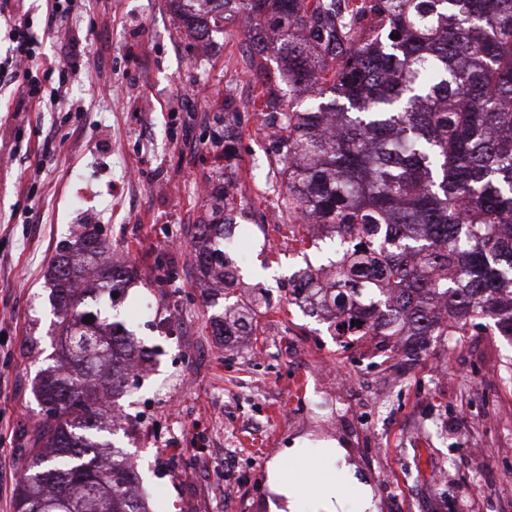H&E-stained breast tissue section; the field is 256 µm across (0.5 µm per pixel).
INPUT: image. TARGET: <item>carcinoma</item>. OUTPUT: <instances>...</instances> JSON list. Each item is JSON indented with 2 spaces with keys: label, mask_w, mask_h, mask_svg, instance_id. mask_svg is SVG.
I'll list each match as a JSON object with an SVG mask.
<instances>
[{
  "label": "carcinoma",
  "mask_w": 512,
  "mask_h": 512,
  "mask_svg": "<svg viewBox=\"0 0 512 512\" xmlns=\"http://www.w3.org/2000/svg\"><path fill=\"white\" fill-rule=\"evenodd\" d=\"M184 28L207 37L238 9L254 72L252 106L278 134L282 199L298 224L313 218L334 258L329 276L293 278L289 303L309 305L338 336L407 337L418 358L432 336L494 322L512 339V0H359L380 31L359 33L341 0H170ZM275 57L277 76L267 69ZM315 97L280 109V84ZM233 223L196 225L192 258L209 288L238 272L225 249ZM102 232L86 224L53 258L51 295L66 365L46 372L15 512H149L122 450L104 439L94 388L115 391L142 360L122 322L94 310V271L116 294L131 271L106 263ZM93 320L87 322L85 317ZM70 390L83 403L66 402ZM112 449L105 461L100 449Z\"/></svg>",
  "instance_id": "obj_1"
}]
</instances>
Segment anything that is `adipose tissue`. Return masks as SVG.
I'll return each mask as SVG.
<instances>
[{
  "instance_id": "obj_1",
  "label": "adipose tissue",
  "mask_w": 512,
  "mask_h": 512,
  "mask_svg": "<svg viewBox=\"0 0 512 512\" xmlns=\"http://www.w3.org/2000/svg\"><path fill=\"white\" fill-rule=\"evenodd\" d=\"M305 454V449L292 448L287 458L276 457L268 462L270 488L283 498L282 504H270V512H353V504L370 505V483L348 464L347 451L338 442L317 451L323 466L317 475L308 476L291 469V462Z\"/></svg>"
}]
</instances>
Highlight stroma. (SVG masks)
<instances>
[{
	"instance_id": "obj_1",
	"label": "stroma",
	"mask_w": 512,
	"mask_h": 512,
	"mask_svg": "<svg viewBox=\"0 0 512 512\" xmlns=\"http://www.w3.org/2000/svg\"><path fill=\"white\" fill-rule=\"evenodd\" d=\"M24 10L47 59L61 61L67 38L89 54L67 91L83 111L30 107L0 86V512H13L43 415L36 379L61 352L47 270L83 224L100 225L112 258L138 272L100 308L151 353L112 402L153 512H269L267 463L324 439L370 480L374 512H512V342L491 322L431 340L418 360L386 359L371 339L342 348L326 321L289 303L292 276L326 256L284 225L273 141L252 106L246 17L204 54L168 0H80L63 34L45 28L43 0ZM228 112L240 115L229 161ZM226 173L250 259L227 300L208 306L191 237ZM272 210L279 223L267 222ZM257 294L267 303L251 336L213 334L225 305ZM145 299L152 316L129 321ZM160 315L178 320L179 339L163 336Z\"/></svg>"
}]
</instances>
